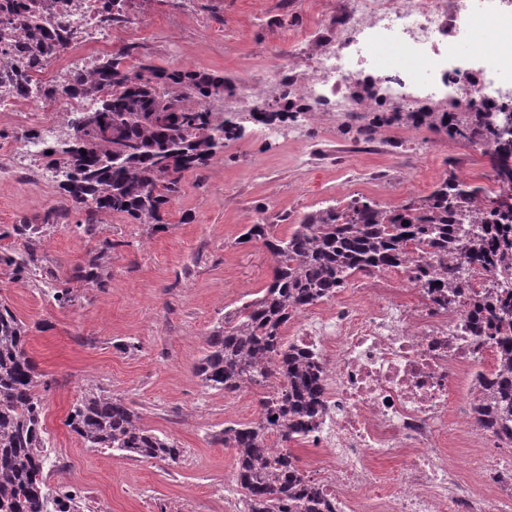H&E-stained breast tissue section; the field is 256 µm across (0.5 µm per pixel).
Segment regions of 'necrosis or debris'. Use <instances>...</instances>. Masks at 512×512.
Wrapping results in <instances>:
<instances>
[{"label":"necrosis or debris","mask_w":512,"mask_h":512,"mask_svg":"<svg viewBox=\"0 0 512 512\" xmlns=\"http://www.w3.org/2000/svg\"><path fill=\"white\" fill-rule=\"evenodd\" d=\"M103 3L56 0L51 19L70 37L46 73L93 69L94 47L111 45L118 30L103 22ZM476 22L496 45L462 53L460 36ZM511 43L512 0H343L301 67L247 73L225 93L224 109L256 110L264 86L277 88L289 111L311 115L384 112L395 101L412 110L441 93L463 112L512 106ZM84 108L80 98L0 92V112ZM285 332L324 367L326 412L305 440L314 454L304 470L337 512H505L512 504V469L499 471L471 417L449 414L450 377L477 380L488 349L470 334L464 309L434 307L412 276L396 282L381 271L306 309ZM452 440L477 457L475 472L449 464ZM493 470L497 479L484 482Z\"/></svg>","instance_id":"1"}]
</instances>
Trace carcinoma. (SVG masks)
Segmentation results:
<instances>
[{
    "mask_svg": "<svg viewBox=\"0 0 512 512\" xmlns=\"http://www.w3.org/2000/svg\"><path fill=\"white\" fill-rule=\"evenodd\" d=\"M21 18L13 47L16 66H0V86L29 96L30 75L40 71L64 42L63 29L31 10L26 0H0V23ZM232 80L187 69L160 68L148 58L136 67L125 55L98 58L96 71L41 86L46 100L61 93L96 101L72 112L75 140L49 141L43 157L60 166L58 187L82 214L78 231L93 235L104 213L121 214L153 231L167 225L166 205L182 189L183 174L203 169L241 137L244 119L201 108L196 99L224 97ZM427 126L484 149L498 190L454 175L440 179L427 195L391 208L353 199L304 214L293 231L277 237L270 224H250L242 236L263 244L274 258L272 280L252 300L224 313L207 339L195 375L208 390L234 394L258 386L273 392L260 400L258 416L214 432L213 440L235 452L234 482L241 512H336L303 471L292 446L318 425L324 412L323 366L319 358L285 341L283 329L305 308L327 299L358 273L402 271L416 252L439 264L417 265L427 297L454 310L468 296L469 330L485 337L495 368L481 381L472 406L478 428L512 447V123L493 112H384L358 127L373 139L383 125ZM58 214L39 224L0 226V239L25 242V254L0 251V267L21 278L39 268L37 247ZM116 241L97 252L53 288L60 306L73 300L71 283L106 287ZM486 275L479 285L474 278ZM29 328L0 304V512H83L77 491L58 495L46 482L53 466L43 424L41 391L50 382L29 356ZM65 425L85 447L129 458L177 462L184 449L146 428L124 398L99 387L81 391Z\"/></svg>",
    "mask_w": 512,
    "mask_h": 512,
    "instance_id": "obj_1",
    "label": "carcinoma"
}]
</instances>
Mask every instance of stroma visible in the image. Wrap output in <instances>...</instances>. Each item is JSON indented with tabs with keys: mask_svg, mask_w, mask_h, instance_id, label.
<instances>
[{
	"mask_svg": "<svg viewBox=\"0 0 512 512\" xmlns=\"http://www.w3.org/2000/svg\"><path fill=\"white\" fill-rule=\"evenodd\" d=\"M336 0H196L180 11L157 0H135L143 23L119 39L131 47L128 64L146 56L159 66L235 79L248 68L288 57ZM304 142L265 139L260 125L226 142L206 169L185 173L168 206V225L154 232L117 216L95 235L75 234L68 222L45 227L41 269L15 280L0 268V301L28 326L29 355L52 385L44 424L55 465L49 485L79 489L95 512H240L233 449L213 443L225 423H244L259 411L261 388L237 394L206 390L193 368L225 311L264 288L274 260L258 243H240L247 224L278 211L275 232L289 234L306 212L339 201L367 199L396 206L428 194L457 175L480 183L487 160L475 146L428 128L389 125L374 140L358 139L356 124L335 115L298 117ZM67 130L56 112L0 115V167L15 178L0 184V225L36 221L67 207L45 161L33 160L17 137L20 127ZM117 241L106 288L74 287L57 305L55 278H66L103 239ZM98 387L122 396L146 428L174 438L178 462L135 460L84 447L64 421L80 391Z\"/></svg>",
	"mask_w": 512,
	"mask_h": 512,
	"instance_id": "35a3bbf8",
	"label": "stroma"
}]
</instances>
